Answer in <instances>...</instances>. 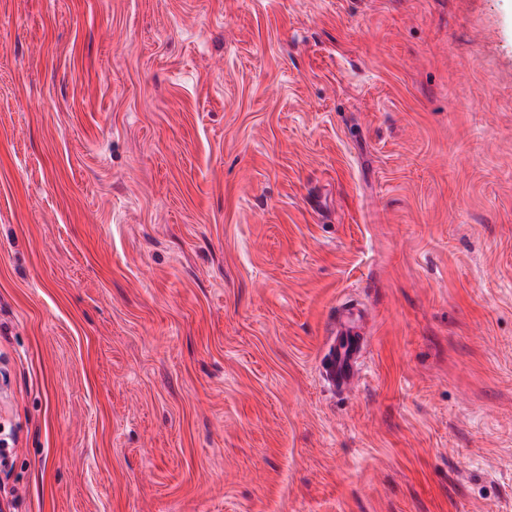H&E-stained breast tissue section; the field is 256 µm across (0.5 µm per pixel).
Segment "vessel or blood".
<instances>
[{
    "label": "vessel or blood",
    "mask_w": 512,
    "mask_h": 512,
    "mask_svg": "<svg viewBox=\"0 0 512 512\" xmlns=\"http://www.w3.org/2000/svg\"><path fill=\"white\" fill-rule=\"evenodd\" d=\"M345 306H338L328 331L326 373L337 391L350 392L358 383L357 361L363 340L351 322L346 321Z\"/></svg>",
    "instance_id": "vessel-or-blood-1"
}]
</instances>
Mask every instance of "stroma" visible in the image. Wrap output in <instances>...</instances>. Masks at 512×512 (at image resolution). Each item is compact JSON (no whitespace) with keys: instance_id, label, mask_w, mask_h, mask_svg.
Here are the masks:
<instances>
[{"instance_id":"obj_1","label":"stroma","mask_w":512,"mask_h":512,"mask_svg":"<svg viewBox=\"0 0 512 512\" xmlns=\"http://www.w3.org/2000/svg\"><path fill=\"white\" fill-rule=\"evenodd\" d=\"M0 356L11 512H512V0H0ZM350 309L336 307V317L328 331L326 374L338 392H350L358 383L357 361L361 355L363 339L355 331L352 320L343 323Z\"/></svg>"}]
</instances>
